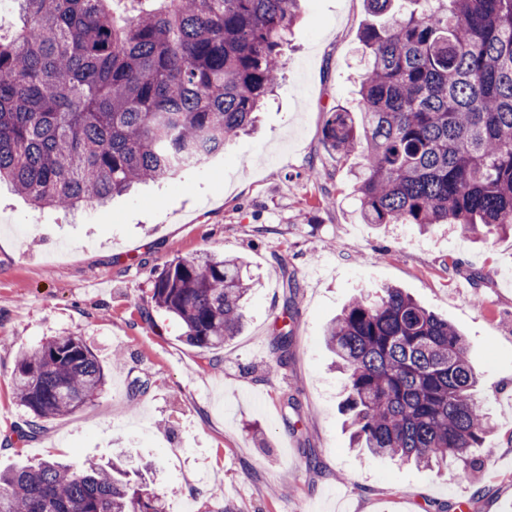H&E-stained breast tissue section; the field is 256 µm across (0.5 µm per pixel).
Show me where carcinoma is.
<instances>
[{
  "label": "carcinoma",
  "instance_id": "carcinoma-1",
  "mask_svg": "<svg viewBox=\"0 0 512 512\" xmlns=\"http://www.w3.org/2000/svg\"><path fill=\"white\" fill-rule=\"evenodd\" d=\"M0 37V183L35 208L107 203L224 149L256 120L288 63L299 0H18ZM361 124L328 113L324 144H366L365 224H454L512 235V0H365ZM237 257L175 258L151 301L207 353L244 325L253 288ZM352 444L418 468L478 467L491 420L464 337L400 288L354 297L327 328ZM18 436L91 402L97 356L58 336L16 361ZM0 512H166L118 459L0 473Z\"/></svg>",
  "mask_w": 512,
  "mask_h": 512
}]
</instances>
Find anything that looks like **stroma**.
Masks as SVG:
<instances>
[{
  "mask_svg": "<svg viewBox=\"0 0 512 512\" xmlns=\"http://www.w3.org/2000/svg\"><path fill=\"white\" fill-rule=\"evenodd\" d=\"M373 21L364 0H302L258 129L203 169L71 214L0 184V471L123 453L154 462L167 512H336L341 496L349 512H455L463 494L468 512H512V237L361 223L352 173L363 158L322 140L328 112L358 109L359 37ZM203 252L245 257L259 282L242 335L208 356L150 299L154 271ZM385 286L466 337L493 423L476 480L349 446L325 328ZM66 335L98 356L106 384L19 438L17 357Z\"/></svg>",
  "mask_w": 512,
  "mask_h": 512,
  "instance_id": "stroma-1",
  "label": "stroma"
}]
</instances>
